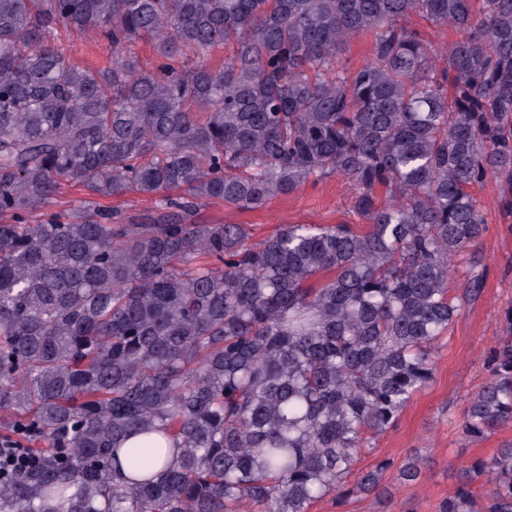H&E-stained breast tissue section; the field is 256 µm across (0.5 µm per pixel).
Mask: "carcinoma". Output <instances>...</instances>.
I'll return each instance as SVG.
<instances>
[{
    "label": "carcinoma",
    "mask_w": 512,
    "mask_h": 512,
    "mask_svg": "<svg viewBox=\"0 0 512 512\" xmlns=\"http://www.w3.org/2000/svg\"><path fill=\"white\" fill-rule=\"evenodd\" d=\"M413 16L458 38L441 53ZM89 31L106 68L70 62ZM329 175L367 230L251 244L197 220ZM490 179L512 210V0H0V442L28 461L0 471V512H309L377 490L393 462L351 485L358 455L483 291L472 270L448 283ZM67 185L85 199L52 211ZM129 194L152 205L100 203ZM487 362L468 439L512 422V336ZM458 481L439 512H512V447ZM371 41L370 37L359 36L350 43V48L343 56V63L347 67H357L370 56Z\"/></svg>",
    "instance_id": "cac0c4a2"
}]
</instances>
